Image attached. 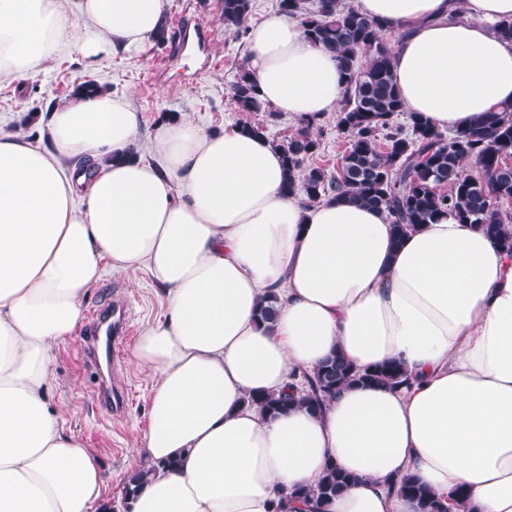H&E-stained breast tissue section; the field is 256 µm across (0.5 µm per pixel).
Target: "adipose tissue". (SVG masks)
Listing matches in <instances>:
<instances>
[{"label":"adipose tissue","instance_id":"obj_1","mask_svg":"<svg viewBox=\"0 0 512 512\" xmlns=\"http://www.w3.org/2000/svg\"><path fill=\"white\" fill-rule=\"evenodd\" d=\"M398 32L397 91L439 131L512 104V0H357ZM463 20H450L455 9ZM168 0H0V77L61 49L87 64L154 38ZM261 99L300 120L336 111L343 73L300 20L249 23ZM44 147L0 131V512H109L97 449L50 405L56 351L107 270L146 271L162 312L131 362L152 385L134 455L153 467L131 512H315L283 492L328 465L355 476L328 512H420L416 476L452 512H512V254L443 216L400 244L382 210L287 192L280 152L236 127L160 122L155 161L127 96L50 107ZM276 297L273 321L259 310ZM337 352L364 373L314 413L266 415L252 394L300 384ZM462 498H453L456 489Z\"/></svg>","mask_w":512,"mask_h":512}]
</instances>
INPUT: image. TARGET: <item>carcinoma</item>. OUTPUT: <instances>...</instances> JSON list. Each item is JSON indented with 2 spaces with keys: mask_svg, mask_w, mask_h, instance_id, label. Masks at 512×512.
Masks as SVG:
<instances>
[{
  "mask_svg": "<svg viewBox=\"0 0 512 512\" xmlns=\"http://www.w3.org/2000/svg\"><path fill=\"white\" fill-rule=\"evenodd\" d=\"M253 0H222L224 30L244 40ZM279 11L302 20L310 40L336 54L345 77V87L336 110V128L347 140L340 169L331 172L316 162L321 140L315 134L319 119L297 123L291 134L273 140L284 158L285 188H299L308 202L325 197L363 207L385 210L393 224L394 243L411 229L450 215L461 224H475L501 248L512 252V213L498 203L512 200V105L483 112L468 125L446 136L421 112H409L393 80V61L384 36L388 30L341 0H279ZM230 101L238 112H260L262 118L240 124L243 131L267 135L279 114L265 104L246 64L229 89ZM406 122H398L399 116ZM474 160L476 174L464 172L462 162ZM408 381L398 363L385 364L358 374L339 354L327 357L306 377L308 390L296 399L288 393L252 395L251 405L276 414L300 404L312 412L321 410L337 390L356 382L397 386ZM140 470L128 477L123 497L124 512L129 499L148 478ZM355 478L331 465L312 489L297 487L293 498L315 500L324 509ZM398 493L417 500L421 512H448V505L436 497L415 476L405 477Z\"/></svg>",
  "mask_w": 512,
  "mask_h": 512,
  "instance_id": "cac0c4a2",
  "label": "carcinoma"
}]
</instances>
